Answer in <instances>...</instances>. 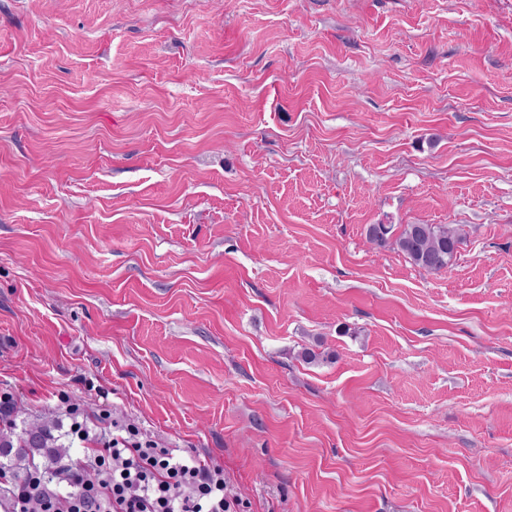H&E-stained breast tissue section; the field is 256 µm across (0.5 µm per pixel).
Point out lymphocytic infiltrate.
<instances>
[{
  "label": "lymphocytic infiltrate",
  "mask_w": 512,
  "mask_h": 512,
  "mask_svg": "<svg viewBox=\"0 0 512 512\" xmlns=\"http://www.w3.org/2000/svg\"><path fill=\"white\" fill-rule=\"evenodd\" d=\"M66 412L72 438L92 445L91 456L50 479L32 471L0 486L6 512H235L221 465L177 456L134 423L113 420L106 434L91 430L79 405Z\"/></svg>",
  "instance_id": "obj_1"
}]
</instances>
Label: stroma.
Wrapping results in <instances>:
<instances>
[{"mask_svg": "<svg viewBox=\"0 0 512 512\" xmlns=\"http://www.w3.org/2000/svg\"><path fill=\"white\" fill-rule=\"evenodd\" d=\"M1 390L242 512H512V0H0ZM373 224L367 230L369 240L402 252L412 264L431 272L450 268L463 241L453 224Z\"/></svg>", "mask_w": 512, "mask_h": 512, "instance_id": "obj_1", "label": "stroma"}]
</instances>
